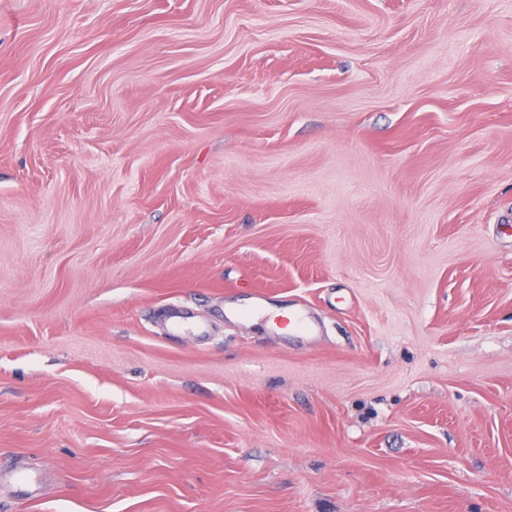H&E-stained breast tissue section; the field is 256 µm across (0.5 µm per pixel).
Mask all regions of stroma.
<instances>
[{
	"mask_svg": "<svg viewBox=\"0 0 512 512\" xmlns=\"http://www.w3.org/2000/svg\"><path fill=\"white\" fill-rule=\"evenodd\" d=\"M0 512H512V0H0Z\"/></svg>",
	"mask_w": 512,
	"mask_h": 512,
	"instance_id": "obj_1",
	"label": "stroma"
}]
</instances>
